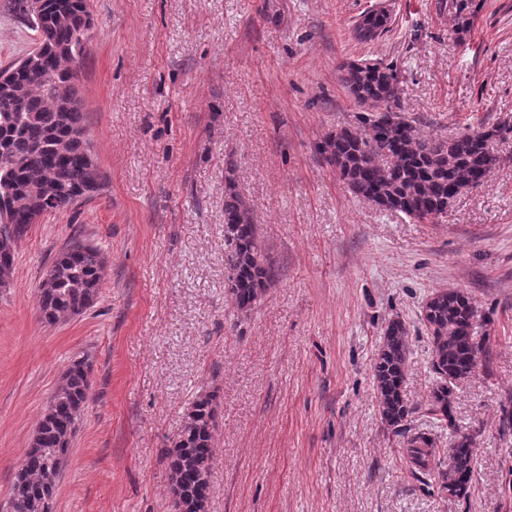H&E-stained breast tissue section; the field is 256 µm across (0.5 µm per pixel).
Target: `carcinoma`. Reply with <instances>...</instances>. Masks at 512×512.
<instances>
[{"mask_svg": "<svg viewBox=\"0 0 512 512\" xmlns=\"http://www.w3.org/2000/svg\"><path fill=\"white\" fill-rule=\"evenodd\" d=\"M13 12L31 30H43L37 64L20 62L0 69V238L11 245L0 251V282L14 264L19 241L35 213H60L97 192L100 167L87 159L90 143L83 102L74 72L81 70L90 47L79 34L89 0H45L40 22L29 17L28 0H10ZM342 80L363 113L358 127H341L318 145L323 161L344 180L354 196L383 210L412 219L435 220L457 198L481 185L499 164L495 142L506 128L469 125L447 140L423 136L414 121L396 112L397 71L389 64L363 68L350 61L340 66ZM388 118L375 122L372 112ZM224 289L234 308L246 313L262 298L275 277V266L253 223L235 177V164L224 168ZM105 258L97 247L75 243L58 252L39 285L40 319L47 324L83 314L102 284ZM477 312L460 289L434 293L421 314L433 346L437 384L430 414L453 432L448 462L436 459L437 441L415 432L405 441L406 458L415 478L429 476L450 501L470 495L477 453L476 436L462 430L454 416L458 384L469 379L491 356L488 336L475 335ZM410 330L398 317L388 320L372 370L381 423L401 434L415 413L404 383L410 352ZM89 365L73 361L38 423L23 466L12 482L7 512H52V463L68 453L76 423L87 403ZM217 395L200 394L185 415L180 433L163 451L170 486L169 512H206L213 463V436L218 426Z\"/></svg>", "mask_w": 512, "mask_h": 512, "instance_id": "1", "label": "carcinoma"}]
</instances>
